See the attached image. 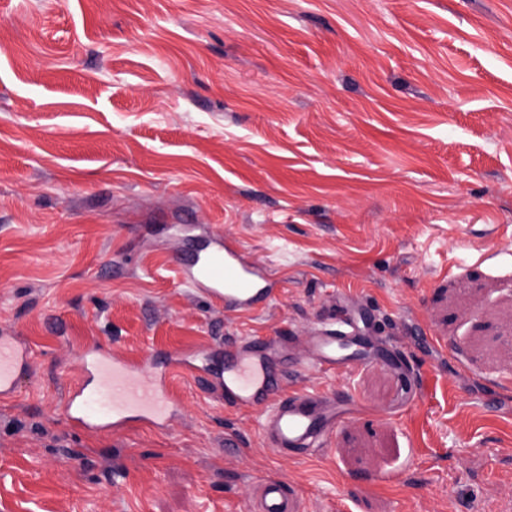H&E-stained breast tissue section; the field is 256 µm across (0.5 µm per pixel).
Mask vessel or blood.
I'll list each match as a JSON object with an SVG mask.
<instances>
[{
	"mask_svg": "<svg viewBox=\"0 0 512 512\" xmlns=\"http://www.w3.org/2000/svg\"><path fill=\"white\" fill-rule=\"evenodd\" d=\"M183 233L185 246L176 263L183 285L206 299L222 301L228 310H256L272 302L277 281L266 266L252 261L241 247L220 236L198 233L191 227L184 228ZM336 321L333 327L311 329L306 364L329 371L361 365L352 347L362 336L351 311L342 310ZM288 345L283 336H255L226 344L224 356L229 364L215 380L224 390L225 402L261 412V430L268 447L306 458L323 448L358 409L318 392L282 396V376L270 354L287 352ZM30 355L18 337L0 336V397L15 391ZM83 359L88 379L71 389L65 401V415L72 424L87 431H119L132 421L166 428L176 410L167 381L183 373L186 362L159 366L150 374L99 348L87 349ZM252 512H300V505L285 482L270 477L258 486Z\"/></svg>",
	"mask_w": 512,
	"mask_h": 512,
	"instance_id": "vessel-or-blood-1",
	"label": "vessel or blood"
}]
</instances>
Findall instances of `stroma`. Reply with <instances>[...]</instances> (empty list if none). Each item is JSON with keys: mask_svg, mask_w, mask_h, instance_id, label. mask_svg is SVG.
I'll return each mask as SVG.
<instances>
[{"mask_svg": "<svg viewBox=\"0 0 512 512\" xmlns=\"http://www.w3.org/2000/svg\"><path fill=\"white\" fill-rule=\"evenodd\" d=\"M169 224L268 265L246 314L184 287ZM359 306L404 366L300 367L363 416L282 456L177 377L157 430L63 413L98 345L144 369ZM0 512H512V0H0ZM236 435L241 447L224 445ZM31 352L18 336H0V397L12 394L21 372L29 367ZM252 512H300V505L294 493L285 482L268 477L257 488Z\"/></svg>", "mask_w": 512, "mask_h": 512, "instance_id": "stroma-1", "label": "stroma"}]
</instances>
